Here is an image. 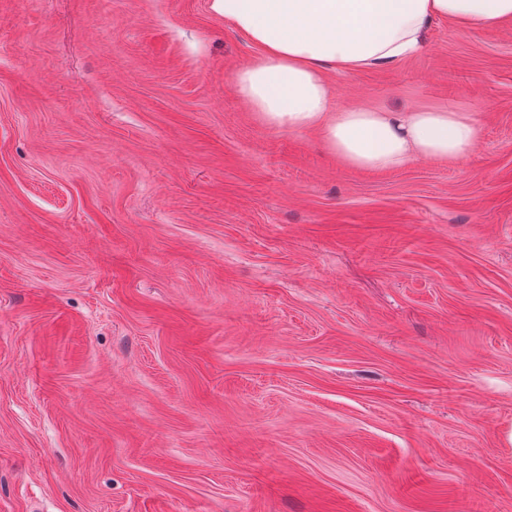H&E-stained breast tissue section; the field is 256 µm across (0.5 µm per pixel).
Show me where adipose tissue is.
Returning a JSON list of instances; mask_svg holds the SVG:
<instances>
[{
	"label": "adipose tissue",
	"mask_w": 512,
	"mask_h": 512,
	"mask_svg": "<svg viewBox=\"0 0 512 512\" xmlns=\"http://www.w3.org/2000/svg\"><path fill=\"white\" fill-rule=\"evenodd\" d=\"M210 7L258 50L233 84L260 121L318 132L340 160L370 171L459 160L474 149L479 128L450 109L339 106L326 72L396 65L438 20L456 28L512 22V0H211Z\"/></svg>",
	"instance_id": "1"
}]
</instances>
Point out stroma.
I'll return each mask as SVG.
<instances>
[{
    "label": "stroma",
    "instance_id": "35a3bbf8",
    "mask_svg": "<svg viewBox=\"0 0 512 512\" xmlns=\"http://www.w3.org/2000/svg\"><path fill=\"white\" fill-rule=\"evenodd\" d=\"M210 0H0V512H512V23L342 107L468 113L367 172L236 93Z\"/></svg>",
    "mask_w": 512,
    "mask_h": 512
}]
</instances>
